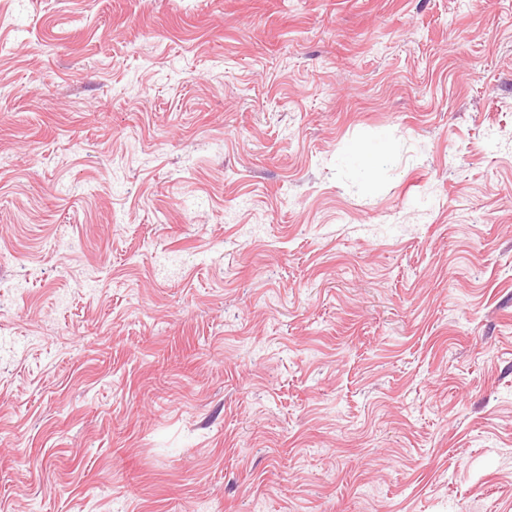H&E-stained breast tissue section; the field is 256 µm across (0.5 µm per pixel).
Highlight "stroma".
<instances>
[{"instance_id": "35a3bbf8", "label": "stroma", "mask_w": 512, "mask_h": 512, "mask_svg": "<svg viewBox=\"0 0 512 512\" xmlns=\"http://www.w3.org/2000/svg\"><path fill=\"white\" fill-rule=\"evenodd\" d=\"M0 512H512V0H0Z\"/></svg>"}]
</instances>
